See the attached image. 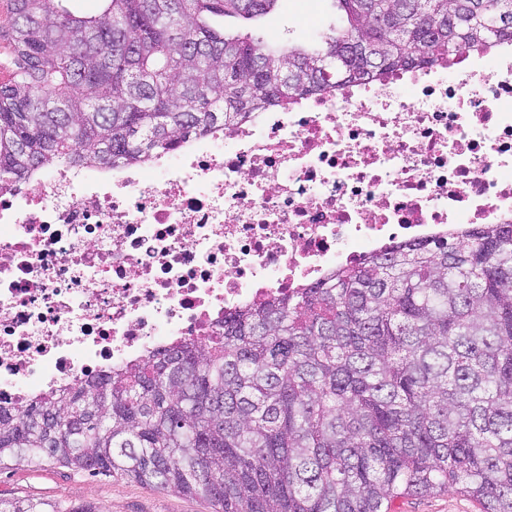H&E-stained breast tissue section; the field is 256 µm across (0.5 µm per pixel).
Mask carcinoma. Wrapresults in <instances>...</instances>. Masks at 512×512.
Instances as JSON below:
<instances>
[{"instance_id": "1", "label": "carcinoma", "mask_w": 512, "mask_h": 512, "mask_svg": "<svg viewBox=\"0 0 512 512\" xmlns=\"http://www.w3.org/2000/svg\"><path fill=\"white\" fill-rule=\"evenodd\" d=\"M10 0L0 38V189L39 170L134 165L187 136L512 38V0H332L307 44L227 35L278 0ZM356 42L365 51L350 46ZM405 242L188 339L0 406V466H58L221 512H389L456 487L512 512V224ZM0 512H97L0 500Z\"/></svg>"}]
</instances>
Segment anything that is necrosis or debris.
I'll return each instance as SVG.
<instances>
[{"label": "necrosis or debris", "mask_w": 512, "mask_h": 512, "mask_svg": "<svg viewBox=\"0 0 512 512\" xmlns=\"http://www.w3.org/2000/svg\"><path fill=\"white\" fill-rule=\"evenodd\" d=\"M512 224V41L297 99L141 165L0 191V400L109 372L400 242Z\"/></svg>", "instance_id": "4bbe7bcc"}]
</instances>
